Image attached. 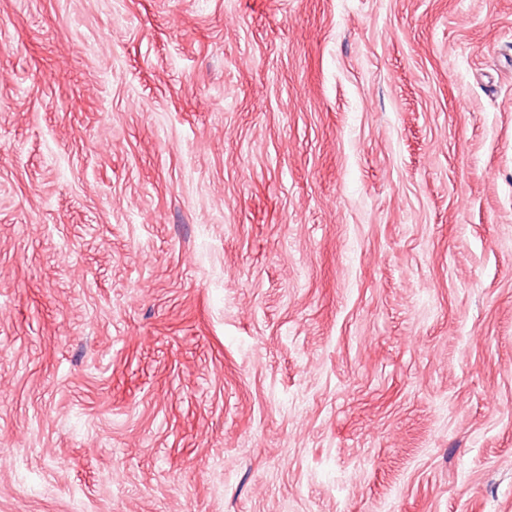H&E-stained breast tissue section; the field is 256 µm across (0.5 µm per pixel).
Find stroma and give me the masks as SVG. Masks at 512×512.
Wrapping results in <instances>:
<instances>
[{
    "mask_svg": "<svg viewBox=\"0 0 512 512\" xmlns=\"http://www.w3.org/2000/svg\"><path fill=\"white\" fill-rule=\"evenodd\" d=\"M0 512H512V0H0Z\"/></svg>",
    "mask_w": 512,
    "mask_h": 512,
    "instance_id": "35a3bbf8",
    "label": "stroma"
}]
</instances>
